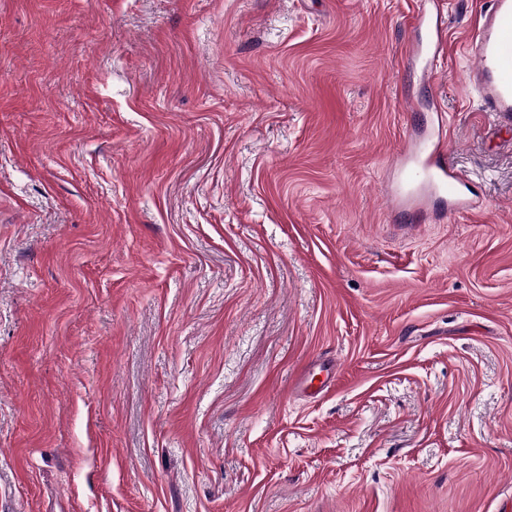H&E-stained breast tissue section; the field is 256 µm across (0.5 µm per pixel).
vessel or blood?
Listing matches in <instances>:
<instances>
[{"mask_svg": "<svg viewBox=\"0 0 512 512\" xmlns=\"http://www.w3.org/2000/svg\"><path fill=\"white\" fill-rule=\"evenodd\" d=\"M435 15L419 11L416 22L424 31L416 55L422 62L434 59L446 45L445 36H432ZM475 63L468 82L477 92L482 111L494 113L505 127H512V0H490L479 14L477 32L468 45ZM404 177L420 191L445 199L449 211L470 208L472 189L469 180L451 169L441 143L427 145L406 157Z\"/></svg>", "mask_w": 512, "mask_h": 512, "instance_id": "obj_1", "label": "vessel or blood"}]
</instances>
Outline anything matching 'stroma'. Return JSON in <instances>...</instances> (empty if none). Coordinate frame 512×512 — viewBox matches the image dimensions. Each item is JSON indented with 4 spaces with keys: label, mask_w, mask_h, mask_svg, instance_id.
I'll use <instances>...</instances> for the list:
<instances>
[{
    "label": "stroma",
    "mask_w": 512,
    "mask_h": 512,
    "mask_svg": "<svg viewBox=\"0 0 512 512\" xmlns=\"http://www.w3.org/2000/svg\"><path fill=\"white\" fill-rule=\"evenodd\" d=\"M0 0L7 512H512L488 0ZM476 208L392 211L432 135ZM441 19L438 11L419 10L416 15L417 27L425 32V37L421 38L416 47V56L422 61L424 67L431 59H434L436 53H440L446 46V38L438 28V20ZM435 19L436 38L432 36V28Z\"/></svg>",
    "instance_id": "35a3bbf8"
}]
</instances>
